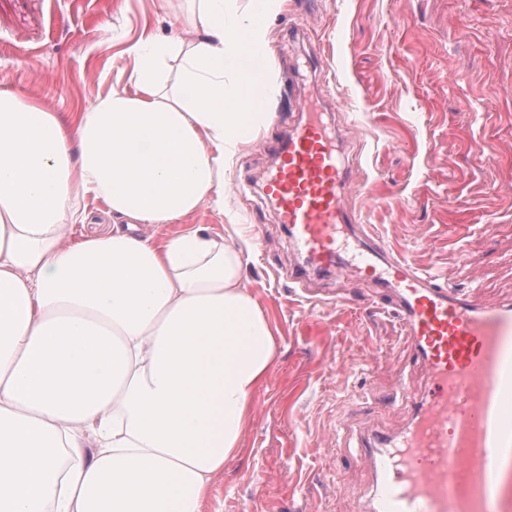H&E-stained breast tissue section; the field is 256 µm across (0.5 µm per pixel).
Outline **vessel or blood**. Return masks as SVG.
<instances>
[{"mask_svg": "<svg viewBox=\"0 0 512 512\" xmlns=\"http://www.w3.org/2000/svg\"><path fill=\"white\" fill-rule=\"evenodd\" d=\"M322 117L284 134L261 186L291 240L305 252L294 276L346 262L363 246L356 281L380 288L402 320L426 373L406 430L365 443L375 485L372 512H512V302L487 305L442 287L412 258L367 233L345 206L352 170Z\"/></svg>", "mask_w": 512, "mask_h": 512, "instance_id": "b4317fda", "label": "vessel or blood"}]
</instances>
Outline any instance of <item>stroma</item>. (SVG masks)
I'll list each match as a JSON object with an SVG mask.
<instances>
[{
  "label": "stroma",
  "mask_w": 512,
  "mask_h": 512,
  "mask_svg": "<svg viewBox=\"0 0 512 512\" xmlns=\"http://www.w3.org/2000/svg\"><path fill=\"white\" fill-rule=\"evenodd\" d=\"M180 10L179 0H0V85L57 112L85 108L126 85L127 48L145 31L171 35ZM294 30L304 40L283 52ZM270 34L274 115L228 170L223 212L204 206L142 232L239 225L246 284L276 329L277 361L205 512H361L373 479L363 440L407 426L425 372L396 314L354 299L350 276L312 273L319 293L303 292L290 275L300 256L259 186L298 98L319 100L356 174L347 204L361 222L442 284L512 300V0H288ZM312 54L314 74L302 68Z\"/></svg>",
  "instance_id": "1"
}]
</instances>
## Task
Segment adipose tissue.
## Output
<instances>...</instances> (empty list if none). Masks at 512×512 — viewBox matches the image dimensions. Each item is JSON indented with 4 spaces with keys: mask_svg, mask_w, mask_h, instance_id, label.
I'll list each match as a JSON object with an SVG mask.
<instances>
[{
    "mask_svg": "<svg viewBox=\"0 0 512 512\" xmlns=\"http://www.w3.org/2000/svg\"><path fill=\"white\" fill-rule=\"evenodd\" d=\"M182 2L84 111L0 87V512H204L275 364L243 243L141 227L223 211L288 0ZM89 196L112 231L75 235Z\"/></svg>",
    "mask_w": 512,
    "mask_h": 512,
    "instance_id": "ef3b65f1",
    "label": "adipose tissue"
}]
</instances>
